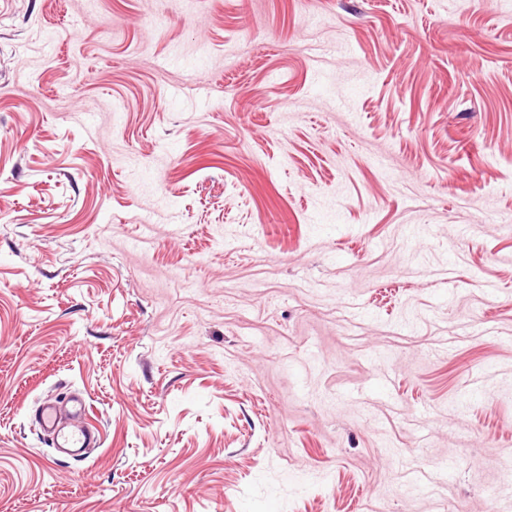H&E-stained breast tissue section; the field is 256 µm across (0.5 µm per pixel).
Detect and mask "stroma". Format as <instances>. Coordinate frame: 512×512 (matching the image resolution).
<instances>
[{
  "label": "stroma",
  "instance_id": "35a3bbf8",
  "mask_svg": "<svg viewBox=\"0 0 512 512\" xmlns=\"http://www.w3.org/2000/svg\"><path fill=\"white\" fill-rule=\"evenodd\" d=\"M510 219L512 0H0V512H500ZM86 409L85 399L76 393L43 399L38 423L58 457L82 462L92 448L102 445L100 431L91 430L83 421Z\"/></svg>",
  "mask_w": 512,
  "mask_h": 512
}]
</instances>
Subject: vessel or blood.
<instances>
[{
    "label": "vessel or blood",
    "mask_w": 512,
    "mask_h": 512,
    "mask_svg": "<svg viewBox=\"0 0 512 512\" xmlns=\"http://www.w3.org/2000/svg\"><path fill=\"white\" fill-rule=\"evenodd\" d=\"M87 404L79 394L48 397L39 407L38 423L57 456L85 461L91 449L100 447V431L86 426Z\"/></svg>",
    "instance_id": "b4317fda"
}]
</instances>
